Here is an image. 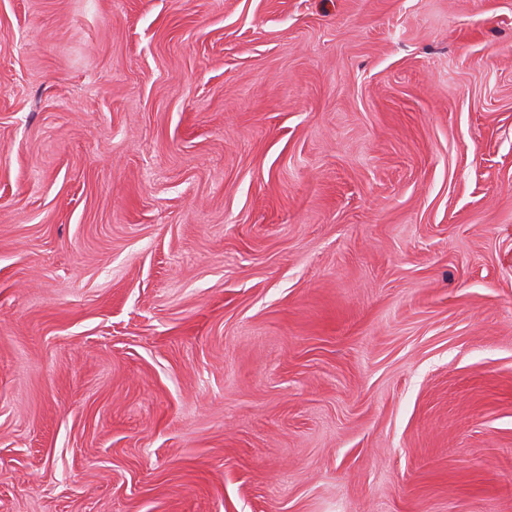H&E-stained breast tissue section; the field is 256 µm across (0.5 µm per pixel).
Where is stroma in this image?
<instances>
[{"mask_svg":"<svg viewBox=\"0 0 512 512\" xmlns=\"http://www.w3.org/2000/svg\"><path fill=\"white\" fill-rule=\"evenodd\" d=\"M0 512H512V0H0Z\"/></svg>","mask_w":512,"mask_h":512,"instance_id":"1","label":"stroma"}]
</instances>
